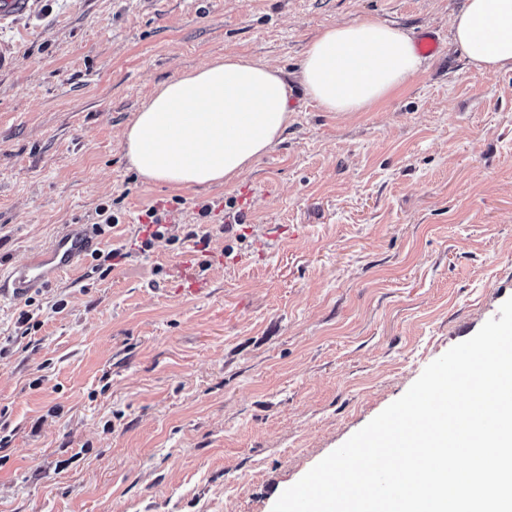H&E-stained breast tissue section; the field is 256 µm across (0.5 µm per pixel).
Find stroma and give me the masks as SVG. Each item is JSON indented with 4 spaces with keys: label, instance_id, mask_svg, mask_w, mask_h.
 <instances>
[{
    "label": "stroma",
    "instance_id": "1",
    "mask_svg": "<svg viewBox=\"0 0 512 512\" xmlns=\"http://www.w3.org/2000/svg\"><path fill=\"white\" fill-rule=\"evenodd\" d=\"M463 3L34 0L0 24V272L103 206L99 249L124 254L0 296V512H272L499 318L512 70H472ZM362 17L436 29L441 52L370 111H323L296 78L305 48ZM227 52L282 70L292 124L233 184L143 182L123 128ZM152 206L165 238L141 229ZM192 232L209 238L199 296L178 291Z\"/></svg>",
    "mask_w": 512,
    "mask_h": 512
}]
</instances>
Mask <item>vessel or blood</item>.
Listing matches in <instances>:
<instances>
[{
    "label": "vessel or blood",
    "instance_id": "vessel-or-blood-1",
    "mask_svg": "<svg viewBox=\"0 0 512 512\" xmlns=\"http://www.w3.org/2000/svg\"><path fill=\"white\" fill-rule=\"evenodd\" d=\"M94 227L70 224L47 247L33 253L26 262L14 266L0 278V289L23 297L57 281L61 274L86 259L97 246Z\"/></svg>",
    "mask_w": 512,
    "mask_h": 512
}]
</instances>
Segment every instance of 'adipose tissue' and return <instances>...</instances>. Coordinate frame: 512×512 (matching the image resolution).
I'll return each mask as SVG.
<instances>
[{
    "label": "adipose tissue",
    "mask_w": 512,
    "mask_h": 512,
    "mask_svg": "<svg viewBox=\"0 0 512 512\" xmlns=\"http://www.w3.org/2000/svg\"><path fill=\"white\" fill-rule=\"evenodd\" d=\"M456 42L481 74L512 69V0H465ZM409 34L373 18L323 28L298 78L327 112H362L420 73ZM281 69L227 54L159 85L127 124L126 156L148 183L229 184L270 151L292 117Z\"/></svg>",
    "instance_id": "1"
}]
</instances>
